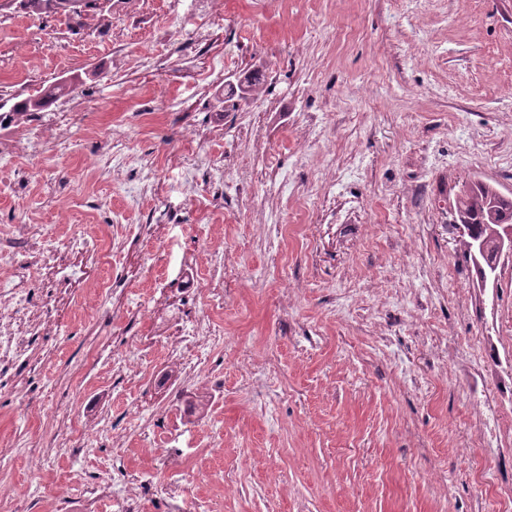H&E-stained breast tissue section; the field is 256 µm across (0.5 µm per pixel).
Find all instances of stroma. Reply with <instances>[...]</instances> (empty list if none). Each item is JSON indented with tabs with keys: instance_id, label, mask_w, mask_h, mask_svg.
I'll return each mask as SVG.
<instances>
[{
	"instance_id": "obj_1",
	"label": "stroma",
	"mask_w": 512,
	"mask_h": 512,
	"mask_svg": "<svg viewBox=\"0 0 512 512\" xmlns=\"http://www.w3.org/2000/svg\"><path fill=\"white\" fill-rule=\"evenodd\" d=\"M0 60L32 96L83 79L26 139L0 129V235L53 244L0 268L25 284L24 348L0 359V476L21 493L0 512H113L97 482L132 478L138 512L218 481L222 512H512V260L479 288L453 209L474 178L512 193V0H112L91 28L18 10ZM212 247L217 310L191 271ZM211 309L225 341L179 375L164 344ZM122 344L137 378L112 373ZM13 233H15L14 236L18 237V239L26 240L30 244L32 257L35 259L36 264H38L42 257L43 239L39 228L34 224H16Z\"/></svg>"
}]
</instances>
